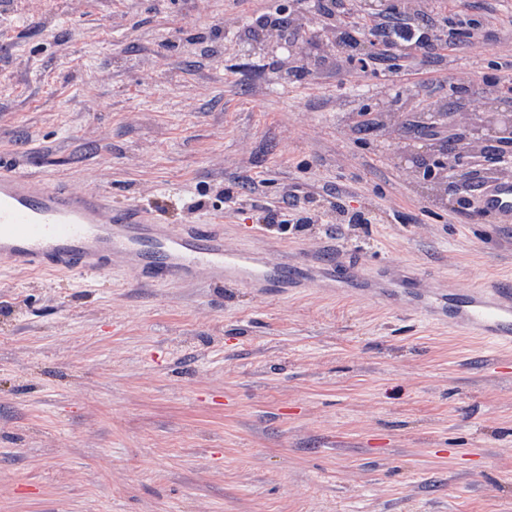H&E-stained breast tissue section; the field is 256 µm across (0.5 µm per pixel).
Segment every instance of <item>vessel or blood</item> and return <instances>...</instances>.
<instances>
[{"instance_id":"1","label":"vessel or blood","mask_w":512,"mask_h":512,"mask_svg":"<svg viewBox=\"0 0 512 512\" xmlns=\"http://www.w3.org/2000/svg\"><path fill=\"white\" fill-rule=\"evenodd\" d=\"M477 208L512 223V177L487 183ZM0 260L33 273L99 276L124 266L142 285L205 276L216 286L303 288L306 271L280 257L275 264L251 251L228 250L217 225L167 224L136 205L118 206L109 190L83 191L28 173L0 155ZM440 320L468 335L512 343V285L491 279L469 289L440 290Z\"/></svg>"}]
</instances>
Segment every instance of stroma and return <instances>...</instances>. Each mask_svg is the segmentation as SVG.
<instances>
[{"mask_svg":"<svg viewBox=\"0 0 512 512\" xmlns=\"http://www.w3.org/2000/svg\"><path fill=\"white\" fill-rule=\"evenodd\" d=\"M0 0V150L231 248H333L311 288L35 276L0 261V512H512V348L436 290L512 280V224L424 179L427 113L512 106V0ZM440 30L359 68L391 7ZM285 28H258L263 14ZM487 42L470 39L475 30ZM368 224L336 221L325 188ZM316 223L267 229L287 195ZM242 197L234 205L225 194Z\"/></svg>","mask_w":512,"mask_h":512,"instance_id":"obj_1","label":"stroma"}]
</instances>
